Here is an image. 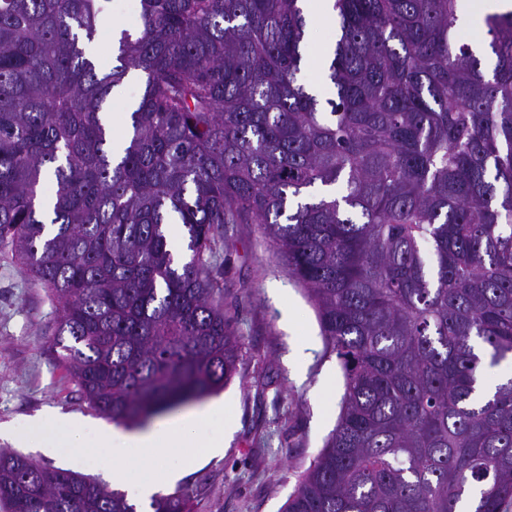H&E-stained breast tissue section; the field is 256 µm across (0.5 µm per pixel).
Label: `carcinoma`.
I'll list each match as a JSON object with an SVG mask.
<instances>
[{
    "label": "carcinoma",
    "instance_id": "carcinoma-1",
    "mask_svg": "<svg viewBox=\"0 0 512 512\" xmlns=\"http://www.w3.org/2000/svg\"><path fill=\"white\" fill-rule=\"evenodd\" d=\"M101 2L0 0V252L58 303L54 345L89 408L138 424L228 384L217 243L256 224L344 379L284 512H509L512 377L477 385L512 360V12L485 20L488 72L459 0H333L322 102L300 81L303 0H138L107 71L79 45ZM135 71L115 153L103 106ZM0 512L136 510L0 451Z\"/></svg>",
    "mask_w": 512,
    "mask_h": 512
}]
</instances>
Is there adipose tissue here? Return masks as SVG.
<instances>
[{
  "label": "adipose tissue",
  "instance_id": "ef3b65f1",
  "mask_svg": "<svg viewBox=\"0 0 512 512\" xmlns=\"http://www.w3.org/2000/svg\"><path fill=\"white\" fill-rule=\"evenodd\" d=\"M221 411V405L212 403L167 417L152 426L134 431L105 425L98 429L95 445L111 450L112 479L123 484L127 482L128 472L123 452L128 448L139 449L143 459L151 462H157L172 448L179 449L186 457L221 454L224 450L223 431H216L204 440L198 436L200 427L211 422L213 417ZM31 430L39 434L41 448L48 454L64 448L83 450L87 447L79 425L64 417L46 415L35 421Z\"/></svg>",
  "mask_w": 512,
  "mask_h": 512
}]
</instances>
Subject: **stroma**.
Here are the masks:
<instances>
[{"label": "stroma", "instance_id": "1", "mask_svg": "<svg viewBox=\"0 0 512 512\" xmlns=\"http://www.w3.org/2000/svg\"><path fill=\"white\" fill-rule=\"evenodd\" d=\"M137 0H107L90 55L110 68V49L121 28L136 30ZM224 309L242 338L239 373L209 402L224 404L214 424H227L224 451L180 462V479L166 495L193 494L192 512H282L301 473L336 426L343 376L321 336L312 303L289 276L276 248L254 224H228L219 261ZM283 288L282 299L270 290ZM57 305L34 286L25 268L0 255V437L8 449L111 484L108 453L70 449L49 455L23 442L31 422L46 413L72 416L87 440L103 423L90 410L52 348Z\"/></svg>", "mask_w": 512, "mask_h": 512}]
</instances>
